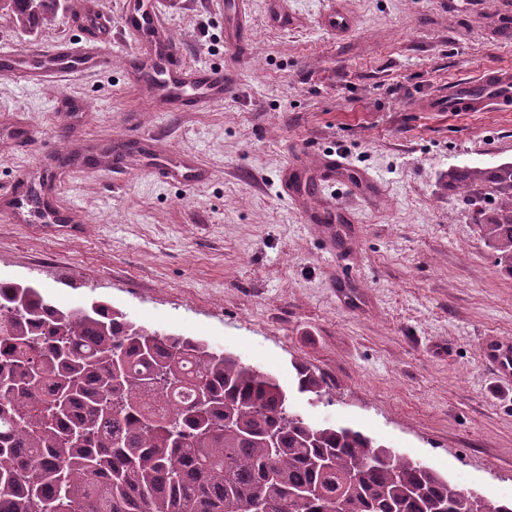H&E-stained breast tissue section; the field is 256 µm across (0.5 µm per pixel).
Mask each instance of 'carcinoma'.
<instances>
[{
	"label": "carcinoma",
	"instance_id": "1",
	"mask_svg": "<svg viewBox=\"0 0 512 512\" xmlns=\"http://www.w3.org/2000/svg\"><path fill=\"white\" fill-rule=\"evenodd\" d=\"M61 0H0L31 35ZM512 277V164L448 171ZM297 390L326 395L293 362ZM0 512H512L291 410L240 356L0 281Z\"/></svg>",
	"mask_w": 512,
	"mask_h": 512
}]
</instances>
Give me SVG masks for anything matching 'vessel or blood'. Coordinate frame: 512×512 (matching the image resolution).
Segmentation results:
<instances>
[{
    "label": "vessel or blood",
    "instance_id": "b4317fda",
    "mask_svg": "<svg viewBox=\"0 0 512 512\" xmlns=\"http://www.w3.org/2000/svg\"><path fill=\"white\" fill-rule=\"evenodd\" d=\"M187 0H134L121 15L122 30L138 41L147 42L149 57L142 63V70L151 72L157 92L176 105L192 107L223 101L226 82L224 67L206 69L189 68L182 59L176 44L164 29V17L184 10ZM89 31L84 45L60 42L53 46L31 47L30 53L37 62L21 67L17 57L0 59V72L20 71L22 78L31 77L53 82L78 73L91 72L109 66L110 59L96 45L101 34L110 32L111 17L87 6L79 17ZM426 112H483L486 110L508 111L512 109V72L489 71L474 81L462 80L449 87L447 94L428 99L422 106ZM323 182L333 183L340 179L347 168L342 155L330 153L317 159ZM160 180H175L187 185L201 183L206 178L203 166L190 157L178 156L160 162L154 169ZM23 180H16L1 188L0 194L8 196L11 205L5 215L17 220L25 204ZM485 361L497 375L512 376V342L494 336L485 337L481 344Z\"/></svg>",
    "mask_w": 512,
    "mask_h": 512
}]
</instances>
